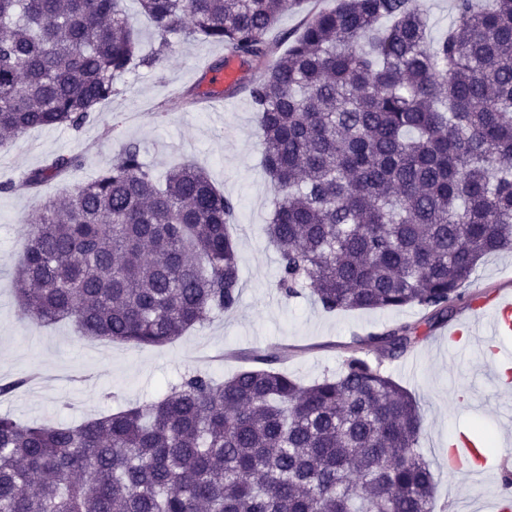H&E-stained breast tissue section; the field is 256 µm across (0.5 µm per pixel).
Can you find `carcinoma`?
<instances>
[{
	"label": "carcinoma",
	"mask_w": 512,
	"mask_h": 512,
	"mask_svg": "<svg viewBox=\"0 0 512 512\" xmlns=\"http://www.w3.org/2000/svg\"><path fill=\"white\" fill-rule=\"evenodd\" d=\"M0 0V137L76 132L170 37L247 66L304 0ZM433 39L418 0H332L248 89L275 189L278 289L324 311L417 306L308 385L271 353L216 381L77 425L0 415V512H436L415 397L359 354L395 360L455 313L479 261L512 249V0H453ZM59 156L0 193L79 168ZM238 204L190 163L158 176L125 144L30 222L18 302L82 338L163 346L237 307ZM123 7L133 18L134 25L139 30L142 47L149 50L158 46L159 37L155 34L149 20L144 16L136 0H123Z\"/></svg>",
	"instance_id": "obj_1"
}]
</instances>
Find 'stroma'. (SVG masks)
Returning <instances> with one entry per match:
<instances>
[{
	"instance_id": "35a3bbf8",
	"label": "stroma",
	"mask_w": 512,
	"mask_h": 512,
	"mask_svg": "<svg viewBox=\"0 0 512 512\" xmlns=\"http://www.w3.org/2000/svg\"><path fill=\"white\" fill-rule=\"evenodd\" d=\"M224 46L202 39L178 40L172 54L136 69L80 131L42 127L0 146V178L20 179L59 154H80L82 167L39 191L0 194V414L26 422L78 424L130 403L156 398L192 371L216 378L249 366L258 352L286 348L281 367L308 383L335 372L353 339L390 326L416 322L417 308L324 312L310 297L286 299L277 288L276 252L263 233L273 186L261 162L258 117L245 93L222 102L187 107L180 92L203 82L208 67L224 60ZM135 142L156 173L190 160L203 167L225 195L238 202L228 232L235 242L242 288L238 306L215 315L165 346L97 341L88 346L72 323L40 326L22 314L15 273L33 214L46 198L86 181L123 145ZM467 292H482L492 307L512 294V251L484 257ZM512 365V334L488 356L477 343L450 357L445 328L423 338L407 356L384 361V369L415 396L422 418L419 450L436 478V501L444 512H471L504 491L498 471L478 482L448 472V440L482 426L494 440L506 430L493 370Z\"/></svg>"
}]
</instances>
